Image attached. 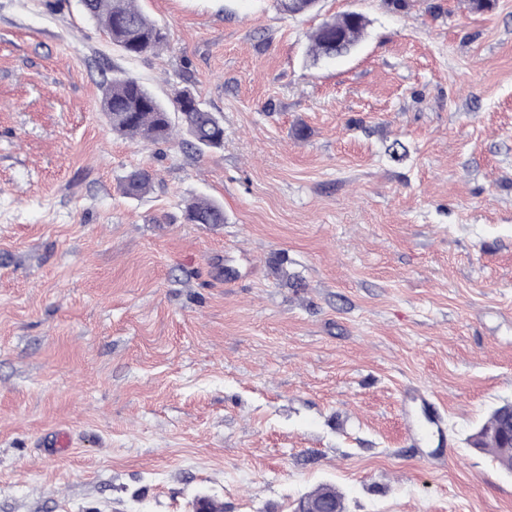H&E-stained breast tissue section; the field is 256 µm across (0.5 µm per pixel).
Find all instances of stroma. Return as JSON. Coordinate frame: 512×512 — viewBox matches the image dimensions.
Here are the masks:
<instances>
[{
    "instance_id": "stroma-1",
    "label": "stroma",
    "mask_w": 512,
    "mask_h": 512,
    "mask_svg": "<svg viewBox=\"0 0 512 512\" xmlns=\"http://www.w3.org/2000/svg\"><path fill=\"white\" fill-rule=\"evenodd\" d=\"M138 4L169 35L146 58L78 0H0V512H293L322 483L512 512L466 443L512 401V0ZM347 12L360 44L312 59ZM119 72L191 88L223 146L113 133ZM408 387L446 448L407 435ZM351 13H344L332 21H323L320 26L310 36V52L315 58H333L343 53L341 44L337 43L336 40V53L333 50L329 41L336 39V30H341L345 34V39L348 43L356 45L361 39L366 26L367 21L362 14L353 13L354 18H350ZM186 214L188 221L192 224H220L224 222L223 207L206 198H198L189 202Z\"/></svg>"
}]
</instances>
